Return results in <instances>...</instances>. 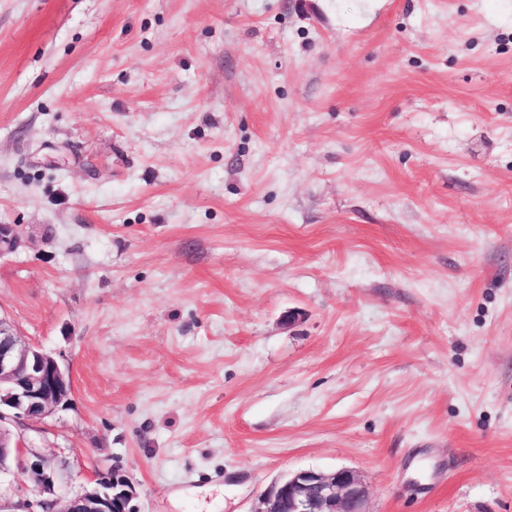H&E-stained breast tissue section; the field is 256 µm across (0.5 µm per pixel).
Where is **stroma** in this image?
<instances>
[{
	"instance_id": "obj_1",
	"label": "stroma",
	"mask_w": 512,
	"mask_h": 512,
	"mask_svg": "<svg viewBox=\"0 0 512 512\" xmlns=\"http://www.w3.org/2000/svg\"><path fill=\"white\" fill-rule=\"evenodd\" d=\"M0 224L52 499L512 512V0H0ZM97 486L66 501L59 512H138L132 501L136 489L132 480L118 468H112ZM368 500L366 484L351 469H301L264 492L254 512H370Z\"/></svg>"
}]
</instances>
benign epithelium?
I'll use <instances>...</instances> for the list:
<instances>
[{
    "mask_svg": "<svg viewBox=\"0 0 512 512\" xmlns=\"http://www.w3.org/2000/svg\"><path fill=\"white\" fill-rule=\"evenodd\" d=\"M19 244L15 226L0 224V255ZM71 376L51 355L22 341L12 324L0 317V473L9 461L24 463L19 442L7 427L12 421L40 418L68 401ZM35 489L54 487L55 472L37 455L27 462ZM136 489L118 468L94 488L66 501L59 512H135ZM366 484L351 469H301L289 473L262 495L256 512H369Z\"/></svg>",
    "mask_w": 512,
    "mask_h": 512,
    "instance_id": "7a95c632",
    "label": "benign epithelium"
}]
</instances>
